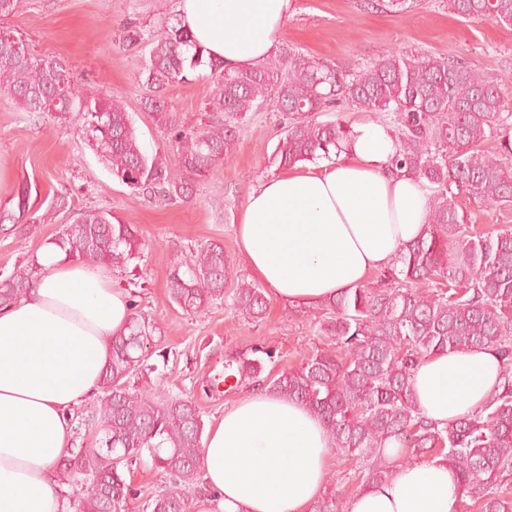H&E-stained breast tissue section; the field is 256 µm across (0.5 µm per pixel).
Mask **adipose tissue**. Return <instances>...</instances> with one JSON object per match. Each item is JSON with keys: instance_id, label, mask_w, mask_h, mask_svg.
<instances>
[{"instance_id": "ef3b65f1", "label": "adipose tissue", "mask_w": 512, "mask_h": 512, "mask_svg": "<svg viewBox=\"0 0 512 512\" xmlns=\"http://www.w3.org/2000/svg\"><path fill=\"white\" fill-rule=\"evenodd\" d=\"M292 0H177L176 17L212 59L246 69L277 47ZM396 140L356 123L336 162L260 182L245 202L241 262L284 302L319 304L390 268L426 219L424 179L393 170ZM24 298L0 307V512H66L57 463L73 445L72 412L98 390L113 336L132 310L102 267L45 249ZM495 348L437 353L413 377L422 415L446 425L479 409L501 382ZM207 496L194 512H309L323 490L331 439L287 397L252 393L203 440ZM454 470L436 458L397 466L348 512H458Z\"/></svg>"}]
</instances>
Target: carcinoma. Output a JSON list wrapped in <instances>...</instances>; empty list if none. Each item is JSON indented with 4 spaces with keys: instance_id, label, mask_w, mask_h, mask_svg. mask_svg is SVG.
<instances>
[{
    "instance_id": "cac0c4a2",
    "label": "carcinoma",
    "mask_w": 512,
    "mask_h": 512,
    "mask_svg": "<svg viewBox=\"0 0 512 512\" xmlns=\"http://www.w3.org/2000/svg\"><path fill=\"white\" fill-rule=\"evenodd\" d=\"M447 5L465 20L490 16L512 29V0ZM138 39L145 108L167 129L183 176L166 157L144 151L123 102L81 94L69 68L36 56L9 31L0 32V94L27 112L76 115L83 139L112 176L149 199H187L190 180L213 172L229 155L238 124L262 109L285 117L269 164L331 161L340 142L350 139L351 126L317 115L343 102L390 115L397 141L392 166L429 183L423 231L382 275L381 287L344 291L309 311L332 349L273 375L267 364L274 353L256 344L227 359L211 389L231 378L301 402L321 419L332 448L355 462L367 486L387 481L398 460L441 456L456 471L459 498L473 499L479 512H512V498L503 491L512 475V229L477 231L460 199L512 206V107L501 84L463 62L400 51L346 73L287 43L251 69L231 71L205 56L170 17L141 30ZM203 67L214 84L205 109L224 119L186 129L173 120L165 91ZM490 140L498 142V153L485 148ZM25 217L24 196L17 209L0 210L1 224ZM50 244L68 259L119 271L148 249L136 225L107 209L77 212ZM38 268L33 259L1 274L0 300L23 298ZM167 290L171 302L190 314L217 300L253 322L267 310L263 288L236 277L219 242L173 263ZM130 297L127 332L112 338L97 398L80 413L91 445L74 444L59 460V473L79 485L70 501L74 512H130L140 493L127 474L142 465L160 471L166 482L141 502V512H192L203 450L201 411L189 398L158 391L147 364L158 327L137 311L136 294ZM479 346L498 350L503 382L481 408L440 427L416 407L414 371L437 352ZM391 443L400 454L388 460L384 448ZM345 509L342 496L325 491L309 512Z\"/></svg>"
}]
</instances>
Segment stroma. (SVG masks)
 <instances>
[{
	"mask_svg": "<svg viewBox=\"0 0 512 512\" xmlns=\"http://www.w3.org/2000/svg\"><path fill=\"white\" fill-rule=\"evenodd\" d=\"M173 12L174 0H21L13 14L0 17V30L22 36L35 54L65 64L80 93L124 101L142 147L166 156L176 169L179 157L166 130L142 107L138 52L129 41L135 29ZM280 39L342 71L369 65L391 51L442 55L498 78L512 98V29L490 18L468 21L451 15L443 0H414L402 12L370 7L369 0H294ZM212 89L205 68L167 89L180 125L196 129L210 122L205 104ZM283 124L273 112L252 114L237 131L231 158L210 176L192 180L190 201L168 203L143 197L113 178L83 144L77 120L26 112L0 96V207L15 204L22 191L30 193L26 219L12 230H0V274L40 255L72 211L109 209L137 225L149 248L142 261L113 274V285L136 291L141 312L160 329L166 355L150 358L157 366L152 378L158 388L194 399L204 423H212L253 391L242 385L206 395L228 355L263 344L275 352L271 370L278 374L324 345L300 304L269 297L265 318L253 322L221 302L200 314L185 313L171 304L166 291L173 262L190 259L214 241L223 244L239 275L252 280L240 265L237 226L251 189L278 173L267 157ZM57 195L67 196L69 207L54 223H45L41 216Z\"/></svg>",
	"mask_w": 512,
	"mask_h": 512,
	"instance_id": "stroma-1",
	"label": "stroma"
}]
</instances>
